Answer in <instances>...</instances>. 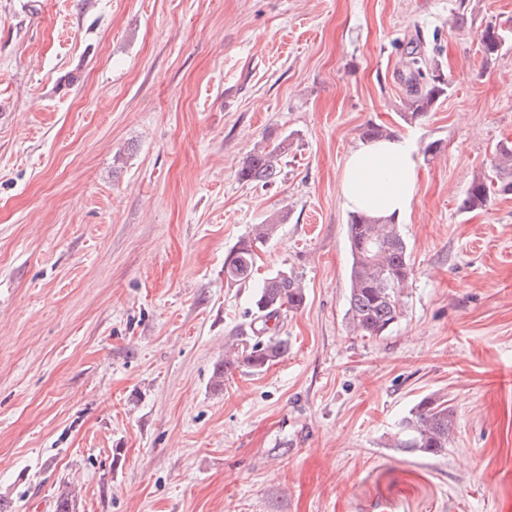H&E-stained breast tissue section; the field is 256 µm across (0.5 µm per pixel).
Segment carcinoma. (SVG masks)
<instances>
[{
  "label": "carcinoma",
  "instance_id": "1",
  "mask_svg": "<svg viewBox=\"0 0 512 512\" xmlns=\"http://www.w3.org/2000/svg\"><path fill=\"white\" fill-rule=\"evenodd\" d=\"M505 41L504 32L493 25L482 31L480 42L485 55L498 52ZM448 82L432 68L429 81L422 87L411 86L409 111L404 120L413 121L428 112L445 92ZM393 132L381 124L363 127L361 136L367 141L390 137ZM288 151V138L272 145L254 149L239 171L243 181H270L278 174L279 160ZM492 174L473 179L462 201L464 209L486 206L493 193L512 194V142L497 144L491 160ZM348 243L351 254L349 273V329L369 338L384 335L401 318L402 298L412 275L407 243L397 224L389 220L354 212L350 215ZM275 224H256L251 234L239 240L234 249L236 258L224 264V279L230 285H254V312L250 331L255 342L244 345L237 341L227 344L224 365L216 373L245 368L261 372L279 360L287 351V341L278 336L281 316L301 309L306 300L301 279L291 270L258 280L255 277L257 249L272 239ZM454 427V411L448 401L429 396L411 409L394 435L392 447L404 452L443 456L448 453V441ZM77 499L73 492L61 493L55 500L54 512H76Z\"/></svg>",
  "mask_w": 512,
  "mask_h": 512
}]
</instances>
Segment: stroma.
Listing matches in <instances>:
<instances>
[{"mask_svg":"<svg viewBox=\"0 0 512 512\" xmlns=\"http://www.w3.org/2000/svg\"><path fill=\"white\" fill-rule=\"evenodd\" d=\"M415 58L448 89L408 122ZM370 122L418 163L373 339L340 192ZM506 140L512 0H0V512H512V195L461 207ZM274 221L259 273L306 303L277 363L217 379L253 294L224 260ZM429 395L447 455L392 448ZM288 151V140L281 139L270 145L257 146L239 171L243 181H270L278 174L279 160Z\"/></svg>","mask_w":512,"mask_h":512,"instance_id":"obj_1","label":"stroma"}]
</instances>
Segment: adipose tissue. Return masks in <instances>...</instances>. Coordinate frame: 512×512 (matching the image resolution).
Instances as JSON below:
<instances>
[{
    "instance_id": "adipose-tissue-1",
    "label": "adipose tissue",
    "mask_w": 512,
    "mask_h": 512,
    "mask_svg": "<svg viewBox=\"0 0 512 512\" xmlns=\"http://www.w3.org/2000/svg\"><path fill=\"white\" fill-rule=\"evenodd\" d=\"M416 169L407 139L360 144L349 153L342 175L345 207L381 219L404 216L417 190Z\"/></svg>"
}]
</instances>
